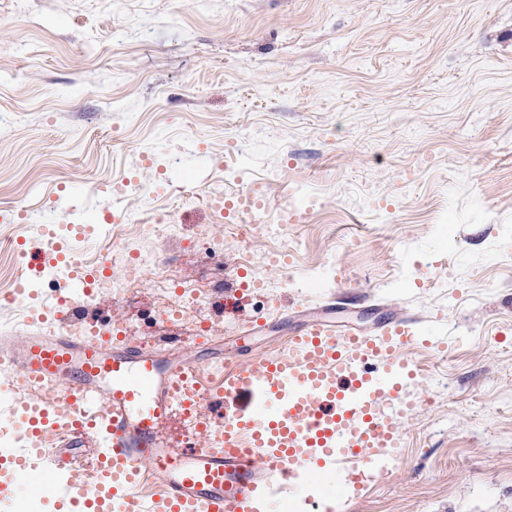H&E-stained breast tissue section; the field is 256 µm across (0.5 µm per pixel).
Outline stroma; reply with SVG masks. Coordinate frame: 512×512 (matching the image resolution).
I'll return each mask as SVG.
<instances>
[{"label": "stroma", "mask_w": 512, "mask_h": 512, "mask_svg": "<svg viewBox=\"0 0 512 512\" xmlns=\"http://www.w3.org/2000/svg\"><path fill=\"white\" fill-rule=\"evenodd\" d=\"M0 113V241L67 234L80 203L169 209L181 237L141 244L197 288L252 252L258 351L301 305L420 315L448 351L412 359L443 387L351 512H512V0H0ZM256 185L279 209L303 186L313 218L195 244L209 192ZM94 303L164 334L151 285Z\"/></svg>", "instance_id": "1"}]
</instances>
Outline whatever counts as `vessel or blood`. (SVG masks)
Wrapping results in <instances>:
<instances>
[{
    "mask_svg": "<svg viewBox=\"0 0 512 512\" xmlns=\"http://www.w3.org/2000/svg\"><path fill=\"white\" fill-rule=\"evenodd\" d=\"M17 250L14 292L28 293L33 270L52 275L54 288L52 304L37 310L39 325L18 341L0 336V392L27 396L0 405L16 441L0 450V512H11L18 475L41 464L53 431L63 448L47 500L57 512H263L312 471L335 475L344 489L335 512H348V491L391 474L405 416L427 394L409 357L429 341L414 318L364 333L317 315L292 331L287 350L244 353L218 386L204 388L192 379L223 362L218 340L126 343L85 304L98 272L73 245L47 227ZM176 410L193 421L178 452L157 435ZM148 472L159 489L144 496L138 486Z\"/></svg>",
    "mask_w": 512,
    "mask_h": 512,
    "instance_id": "vessel-or-blood-1",
    "label": "vessel or blood"
}]
</instances>
